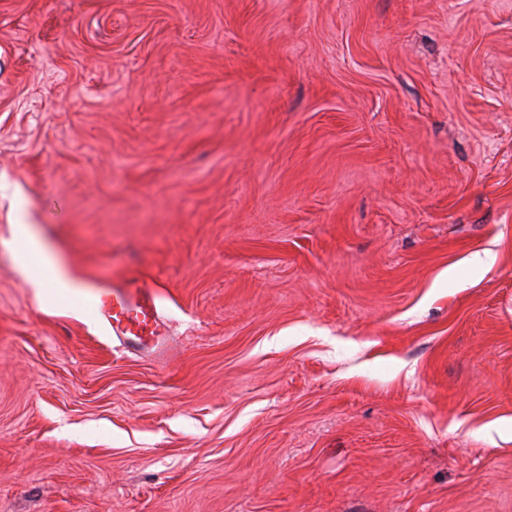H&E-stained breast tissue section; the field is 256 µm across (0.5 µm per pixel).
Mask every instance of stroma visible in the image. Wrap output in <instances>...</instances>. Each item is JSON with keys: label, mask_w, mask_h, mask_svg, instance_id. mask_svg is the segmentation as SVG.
<instances>
[{"label": "stroma", "mask_w": 512, "mask_h": 512, "mask_svg": "<svg viewBox=\"0 0 512 512\" xmlns=\"http://www.w3.org/2000/svg\"><path fill=\"white\" fill-rule=\"evenodd\" d=\"M0 512H512V0H0ZM17 236L23 238L28 251L37 255L40 259L42 275L49 276L51 287L57 293L73 292L77 288L57 257L49 250L45 243L38 237L29 224H16ZM92 301L96 314L118 338L121 345L136 349L144 336H153L163 324L158 310V295L144 280L133 278ZM133 288V289H127Z\"/></svg>", "instance_id": "obj_1"}]
</instances>
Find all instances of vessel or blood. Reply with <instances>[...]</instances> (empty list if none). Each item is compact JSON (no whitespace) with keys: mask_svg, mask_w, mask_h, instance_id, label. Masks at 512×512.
I'll return each instance as SVG.
<instances>
[{"mask_svg":"<svg viewBox=\"0 0 512 512\" xmlns=\"http://www.w3.org/2000/svg\"><path fill=\"white\" fill-rule=\"evenodd\" d=\"M157 299L151 286L134 278L129 280L126 288L95 298L92 305L121 345L134 349L143 337L154 335L163 323Z\"/></svg>","mask_w":512,"mask_h":512,"instance_id":"b4317fda","label":"vessel or blood"}]
</instances>
